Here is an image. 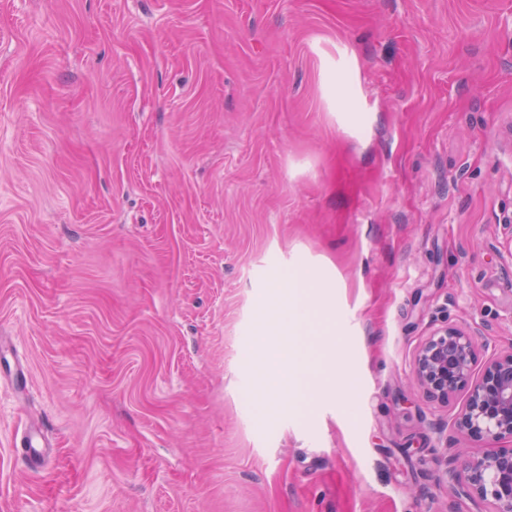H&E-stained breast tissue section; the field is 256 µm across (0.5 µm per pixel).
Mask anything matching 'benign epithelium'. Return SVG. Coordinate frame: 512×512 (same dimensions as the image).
<instances>
[{"label":"benign epithelium","instance_id":"obj_1","mask_svg":"<svg viewBox=\"0 0 512 512\" xmlns=\"http://www.w3.org/2000/svg\"><path fill=\"white\" fill-rule=\"evenodd\" d=\"M477 335L454 325L432 330L418 347L413 381L424 397L441 406L459 391L468 392L456 418V430L497 448L469 458L461 474L449 471L458 493L474 502H489L493 512H512V350L488 359L479 377Z\"/></svg>","mask_w":512,"mask_h":512}]
</instances>
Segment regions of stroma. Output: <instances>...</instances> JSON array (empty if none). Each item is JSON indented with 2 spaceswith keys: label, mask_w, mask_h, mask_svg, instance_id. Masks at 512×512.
<instances>
[{
  "label": "stroma",
  "mask_w": 512,
  "mask_h": 512,
  "mask_svg": "<svg viewBox=\"0 0 512 512\" xmlns=\"http://www.w3.org/2000/svg\"><path fill=\"white\" fill-rule=\"evenodd\" d=\"M442 321L512 349V0H0V512H492ZM295 291L299 311L297 314V326L299 335H307L308 329L312 326L318 305L317 288L311 278L298 280Z\"/></svg>",
  "instance_id": "35a3bbf8"
}]
</instances>
